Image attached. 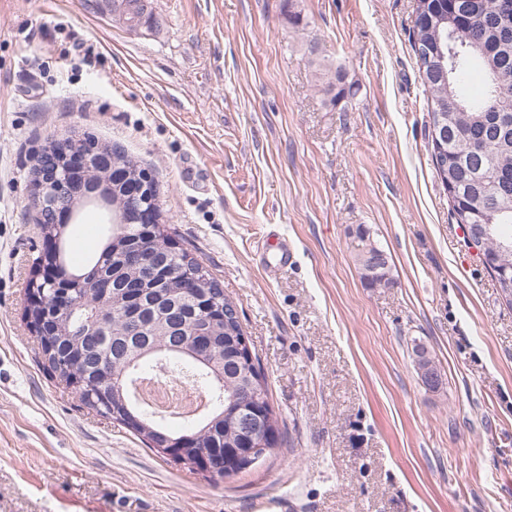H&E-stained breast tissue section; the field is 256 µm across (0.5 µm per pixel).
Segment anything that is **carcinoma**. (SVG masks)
Wrapping results in <instances>:
<instances>
[{
  "label": "carcinoma",
  "instance_id": "cac0c4a2",
  "mask_svg": "<svg viewBox=\"0 0 512 512\" xmlns=\"http://www.w3.org/2000/svg\"><path fill=\"white\" fill-rule=\"evenodd\" d=\"M411 34V46L440 41L444 56V74L430 76L425 68L423 80L431 126L438 120L448 123V162L439 160L435 146H430L432 162L443 186H452L456 196L450 202V218L457 224L470 227L482 225L484 251L498 254L512 264V0H432L427 7L417 6ZM479 65L483 79L478 94L466 96L461 92L474 65ZM326 79L322 92L333 104L353 95L352 87L343 84L341 68L325 67ZM117 239L114 248L102 247L97 259L86 267L73 265L60 239L59 259L68 274L82 279L85 303L94 306L109 323L102 326L93 321L80 323L54 309L50 319L38 332L41 339L51 342L53 351L45 357L48 369L56 376L78 378L82 385L73 393L82 404L103 417L126 426L148 447L159 442L162 435H176L167 417L154 416L137 407L132 414L140 419L131 424L122 414L118 401L128 397L127 382L133 373L186 371L192 382L203 388L212 405L204 420L190 421L183 433L198 436L194 456L209 455L210 449L222 448L235 430L234 408L230 397L249 382L257 392L256 407L270 427L279 428V420L268 396L266 376L258 358L243 357L239 371L224 360V344L239 339L244 333L237 316L226 322L208 324L212 347L199 346L195 332L202 319L194 312V291L182 295L184 314L182 335L177 350L159 365L154 350L172 346V332L166 321L151 323L141 336L124 335V289L135 278V272L124 262L129 249H138L144 256L159 251L173 240L165 224L152 227L138 224H112ZM358 238L364 246L357 254L362 277L371 288L387 287L392 283L388 257L370 240L369 229L358 228ZM196 266L201 263L183 249L172 260L174 276L164 278L162 287L179 286L176 273L184 260ZM200 288L206 289L220 302L232 303L224 295L220 283L203 270ZM112 288V301L99 302L98 288ZM159 289L150 285L140 289V304L149 311L162 306ZM413 353L418 373L436 368L425 348L414 345ZM112 371L108 388L114 399L111 404L97 403L98 376L104 368Z\"/></svg>",
  "mask_w": 512,
  "mask_h": 512
}]
</instances>
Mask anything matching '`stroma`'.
<instances>
[{"label":"stroma","mask_w":512,"mask_h":512,"mask_svg":"<svg viewBox=\"0 0 512 512\" xmlns=\"http://www.w3.org/2000/svg\"><path fill=\"white\" fill-rule=\"evenodd\" d=\"M414 0H0V512H512V308L449 214ZM353 97L331 103L319 64ZM89 133L150 171L176 241L235 303L277 455L213 480L98 416L23 319L30 180ZM65 235L90 259L104 220ZM389 258L370 288L358 227ZM423 345L442 374L420 380ZM111 15L114 22L136 29L145 23L148 11L139 10L135 4L123 1L121 5L117 3Z\"/></svg>","instance_id":"1"}]
</instances>
